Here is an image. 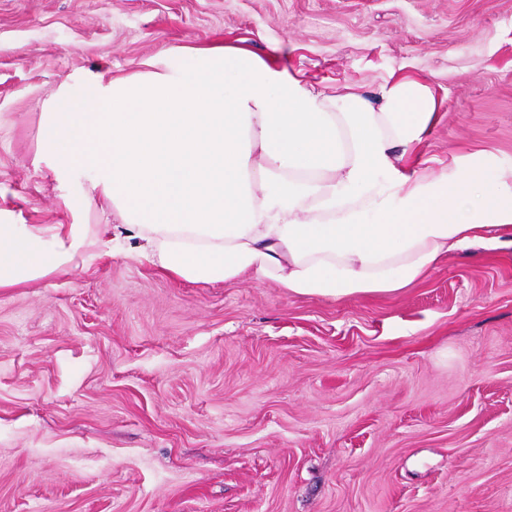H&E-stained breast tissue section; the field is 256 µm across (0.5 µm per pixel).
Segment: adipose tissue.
<instances>
[{"instance_id":"obj_1","label":"adipose tissue","mask_w":512,"mask_h":512,"mask_svg":"<svg viewBox=\"0 0 512 512\" xmlns=\"http://www.w3.org/2000/svg\"><path fill=\"white\" fill-rule=\"evenodd\" d=\"M442 107L423 78L389 77L371 101L324 93L271 55L181 50L164 71L55 91L37 160L60 179L88 171L119 219L100 227L113 249L172 276L394 296L474 243L512 248V168L416 160ZM85 244L82 225L19 224L0 208V288Z\"/></svg>"}]
</instances>
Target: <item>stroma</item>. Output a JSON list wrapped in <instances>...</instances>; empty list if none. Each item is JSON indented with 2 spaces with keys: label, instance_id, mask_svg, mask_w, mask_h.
Masks as SVG:
<instances>
[{
  "label": "stroma",
  "instance_id": "1",
  "mask_svg": "<svg viewBox=\"0 0 512 512\" xmlns=\"http://www.w3.org/2000/svg\"><path fill=\"white\" fill-rule=\"evenodd\" d=\"M224 43L335 92L429 79L423 158L512 166V0H0V207L83 224L0 288V512H512V249L390 297L201 284L113 253L36 164L61 83Z\"/></svg>",
  "mask_w": 512,
  "mask_h": 512
}]
</instances>
